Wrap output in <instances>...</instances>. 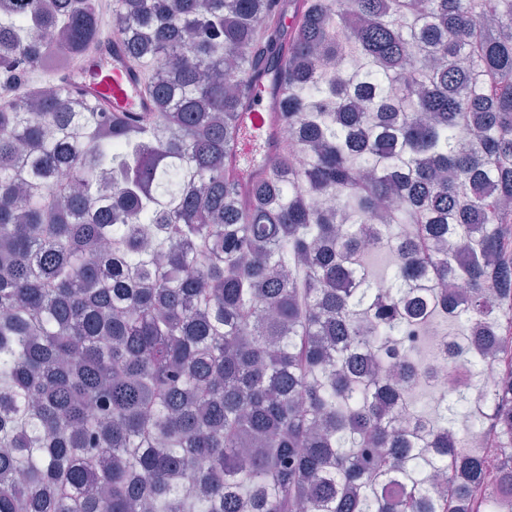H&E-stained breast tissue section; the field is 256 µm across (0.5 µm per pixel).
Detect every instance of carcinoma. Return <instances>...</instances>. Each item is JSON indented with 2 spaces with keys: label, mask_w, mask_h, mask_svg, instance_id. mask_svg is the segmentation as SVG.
Listing matches in <instances>:
<instances>
[{
  "label": "carcinoma",
  "mask_w": 512,
  "mask_h": 512,
  "mask_svg": "<svg viewBox=\"0 0 512 512\" xmlns=\"http://www.w3.org/2000/svg\"><path fill=\"white\" fill-rule=\"evenodd\" d=\"M112 12L141 121L30 87L100 42L92 0H0V512H491L484 464L512 478V0ZM263 63L289 133L243 184ZM450 322L462 376L423 413L393 383L426 371L386 345ZM476 355L504 369L474 449L454 424Z\"/></svg>",
  "instance_id": "obj_1"
}]
</instances>
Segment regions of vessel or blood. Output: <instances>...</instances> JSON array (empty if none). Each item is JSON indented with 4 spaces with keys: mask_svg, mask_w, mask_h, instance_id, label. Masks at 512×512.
Instances as JSON below:
<instances>
[{
    "mask_svg": "<svg viewBox=\"0 0 512 512\" xmlns=\"http://www.w3.org/2000/svg\"><path fill=\"white\" fill-rule=\"evenodd\" d=\"M64 81L94 100L104 112L130 119L152 111L143 90L145 73L128 60L119 35L104 36L99 47L64 73ZM241 127L258 130L263 152L275 147L276 116L266 94L250 91L247 105L238 117Z\"/></svg>",
    "mask_w": 512,
    "mask_h": 512,
    "instance_id": "b4317fda",
    "label": "vessel or blood"
}]
</instances>
